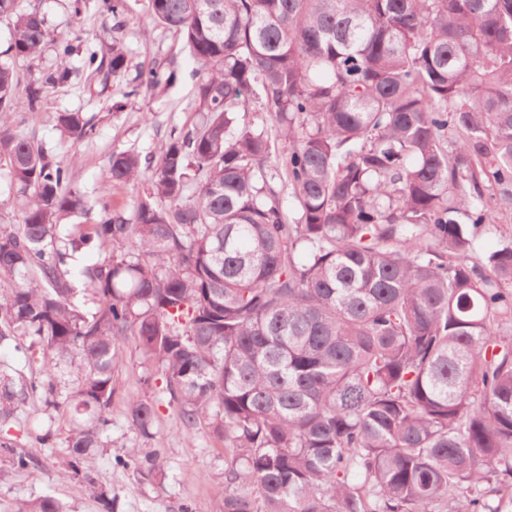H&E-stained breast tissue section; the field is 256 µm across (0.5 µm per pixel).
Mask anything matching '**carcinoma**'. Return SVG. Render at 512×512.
Masks as SVG:
<instances>
[{
  "instance_id": "carcinoma-1",
  "label": "carcinoma",
  "mask_w": 512,
  "mask_h": 512,
  "mask_svg": "<svg viewBox=\"0 0 512 512\" xmlns=\"http://www.w3.org/2000/svg\"><path fill=\"white\" fill-rule=\"evenodd\" d=\"M125 0H100L120 18ZM199 64L200 121L109 178L141 183L132 215L95 224L59 158L14 131L15 62L41 51L43 15L0 0V166L20 221L0 225V346L28 342L46 378L0 363V422L57 393L79 416L60 477L103 512L95 448L109 447L115 370L135 344L143 383L129 426L150 438L159 396L178 430L224 442L214 512H512V235L482 253L473 230L512 204V0H149ZM76 47L26 87V109L71 81ZM86 68L126 71L114 46ZM177 70L133 79L129 94ZM56 127L76 143L82 112ZM290 187L298 217L282 197ZM497 194H486L489 188ZM96 253L80 278L71 261ZM32 477L38 462L0 440ZM144 480L156 455L116 459ZM25 512H66L42 496Z\"/></svg>"
}]
</instances>
